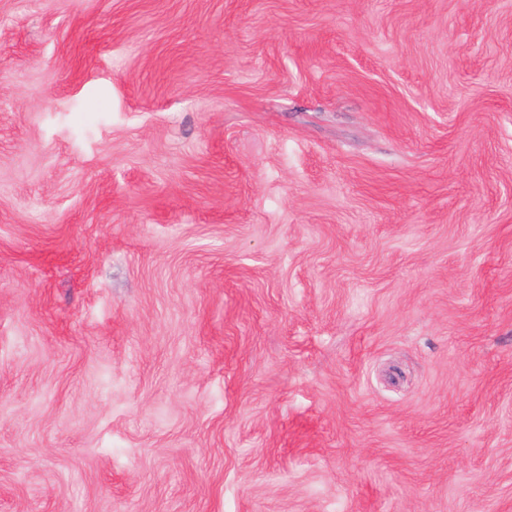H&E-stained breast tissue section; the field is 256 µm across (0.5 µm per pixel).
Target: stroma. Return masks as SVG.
Wrapping results in <instances>:
<instances>
[{
  "mask_svg": "<svg viewBox=\"0 0 512 512\" xmlns=\"http://www.w3.org/2000/svg\"><path fill=\"white\" fill-rule=\"evenodd\" d=\"M0 512H512V0H0Z\"/></svg>",
  "mask_w": 512,
  "mask_h": 512,
  "instance_id": "obj_1",
  "label": "stroma"
}]
</instances>
